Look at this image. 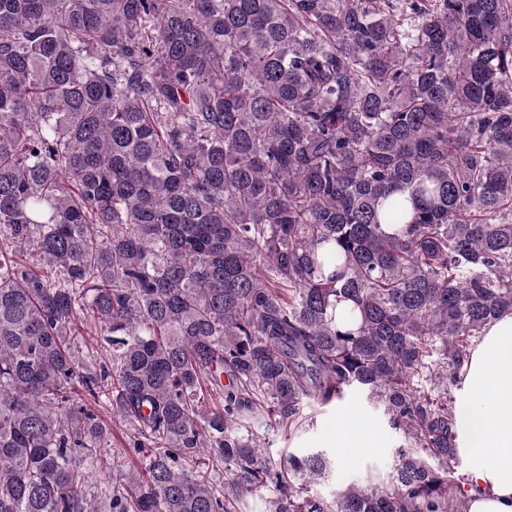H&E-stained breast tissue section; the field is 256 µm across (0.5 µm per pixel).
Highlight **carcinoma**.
Returning a JSON list of instances; mask_svg holds the SVG:
<instances>
[{
    "instance_id": "obj_1",
    "label": "carcinoma",
    "mask_w": 512,
    "mask_h": 512,
    "mask_svg": "<svg viewBox=\"0 0 512 512\" xmlns=\"http://www.w3.org/2000/svg\"><path fill=\"white\" fill-rule=\"evenodd\" d=\"M505 312L512 0H0V512H467ZM351 389L404 444L328 502L264 432Z\"/></svg>"
}]
</instances>
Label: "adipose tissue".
<instances>
[{
	"label": "adipose tissue",
	"mask_w": 512,
	"mask_h": 512,
	"mask_svg": "<svg viewBox=\"0 0 512 512\" xmlns=\"http://www.w3.org/2000/svg\"><path fill=\"white\" fill-rule=\"evenodd\" d=\"M467 512H512V313L486 326L457 389Z\"/></svg>",
	"instance_id": "ef3b65f1"
}]
</instances>
